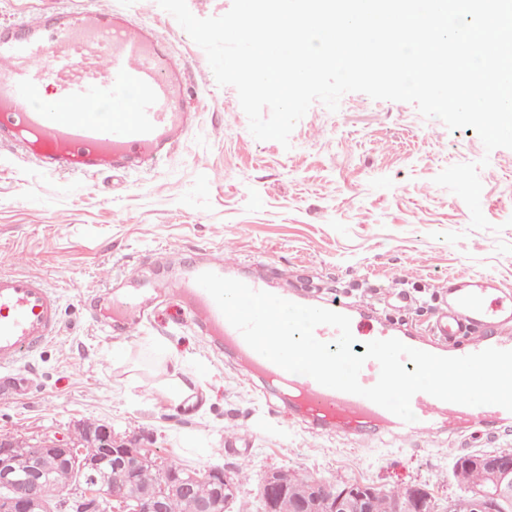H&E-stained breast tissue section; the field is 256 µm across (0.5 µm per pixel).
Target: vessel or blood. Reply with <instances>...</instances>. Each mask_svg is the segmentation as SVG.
Masks as SVG:
<instances>
[{"instance_id":"1","label":"vessel or blood","mask_w":512,"mask_h":512,"mask_svg":"<svg viewBox=\"0 0 512 512\" xmlns=\"http://www.w3.org/2000/svg\"><path fill=\"white\" fill-rule=\"evenodd\" d=\"M52 86L54 103L43 98ZM186 68L159 41L153 28L122 11L66 7L28 20L0 24V142L10 143L46 172L89 175L109 168L138 175L169 158L198 118L186 107ZM107 105L108 115L85 112ZM227 252L185 260L174 284L205 335L247 366L250 380L270 383L294 401L317 428H336L361 440L385 435L408 442L460 425L490 428L511 423L512 412L497 406H466L420 392L413 396L414 421L406 422L370 400L286 372L245 342L196 278L204 272L227 276ZM163 283L128 276L108 293L115 335H132L138 314L167 295ZM319 307L349 317L361 355L367 342L396 338L409 347L443 357L488 348L512 350V292L483 275L452 276L444 306L428 331L395 328L364 306L333 296ZM60 298L43 279L0 274V376L14 379L19 364L60 331Z\"/></svg>"}]
</instances>
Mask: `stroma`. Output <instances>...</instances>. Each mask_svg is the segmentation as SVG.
<instances>
[{
    "instance_id": "stroma-1",
    "label": "stroma",
    "mask_w": 512,
    "mask_h": 512,
    "mask_svg": "<svg viewBox=\"0 0 512 512\" xmlns=\"http://www.w3.org/2000/svg\"><path fill=\"white\" fill-rule=\"evenodd\" d=\"M153 27L189 70L198 124L147 175L44 173L0 144V273L43 278L60 296L61 330L21 364L22 391L0 392V435L75 437L105 423L116 437L200 472L250 469L239 512H260L271 471L327 484L362 482L466 495L458 458L512 454V426L462 429L403 443L362 445L317 434L244 366L217 351L175 299L136 335H110L90 310L111 278L167 280L184 257L234 242L236 259L278 288L371 304L398 325L427 328L453 275L493 277L512 292V149L486 151L473 128L448 129L409 102L345 94L337 112L314 102L289 146L256 140L234 87L218 85L205 52L157 0H95ZM480 163L475 230L464 201L435 184L443 169ZM404 277L392 286L393 273ZM197 379L196 400L162 390L171 362Z\"/></svg>"
}]
</instances>
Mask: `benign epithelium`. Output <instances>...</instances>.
<instances>
[{
	"label": "benign epithelium",
	"mask_w": 512,
	"mask_h": 512,
	"mask_svg": "<svg viewBox=\"0 0 512 512\" xmlns=\"http://www.w3.org/2000/svg\"><path fill=\"white\" fill-rule=\"evenodd\" d=\"M97 444L95 455L83 454L75 444L56 436H44L34 443L0 436V512H52L44 495L45 471L53 467L67 470L72 485L62 497L64 507L71 512H112L114 503L123 495L110 484L97 478L106 462L117 469L133 473L145 464L154 463L151 454L121 442L112 436V428L100 424L87 433ZM490 477V485L469 491L477 512H500V503L512 498V459L487 454L474 459ZM213 485V497L197 505V512H232L237 492L232 476L225 470L213 468L202 474ZM178 493L191 498L195 493V477L179 471L165 474L162 490L137 501L133 512H165L166 496ZM288 494V479L284 471H273L264 477L259 496L264 512H274L275 503ZM374 489L363 484H349L336 493L320 480L302 498L298 512H369ZM437 512L430 494L417 487L408 488L407 502H398L396 512Z\"/></svg>",
	"instance_id": "benign-epithelium-1"
}]
</instances>
